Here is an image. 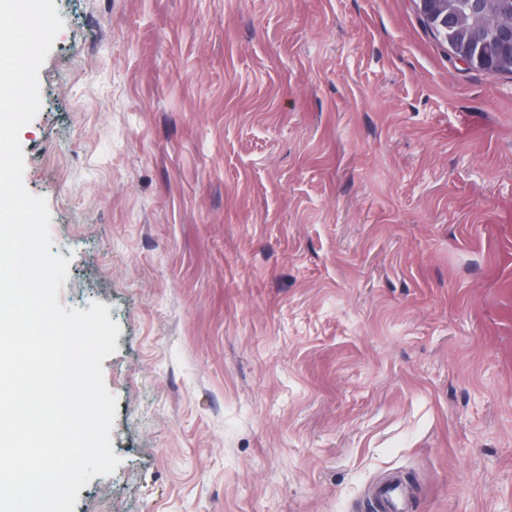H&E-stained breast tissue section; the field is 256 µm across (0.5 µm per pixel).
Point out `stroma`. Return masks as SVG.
I'll return each mask as SVG.
<instances>
[{
  "label": "stroma",
  "instance_id": "35a3bbf8",
  "mask_svg": "<svg viewBox=\"0 0 512 512\" xmlns=\"http://www.w3.org/2000/svg\"><path fill=\"white\" fill-rule=\"evenodd\" d=\"M19 133L109 308L74 512H512V75L414 0H54Z\"/></svg>",
  "mask_w": 512,
  "mask_h": 512
}]
</instances>
